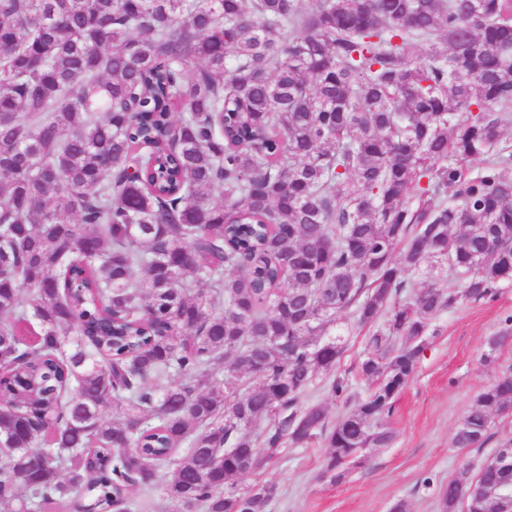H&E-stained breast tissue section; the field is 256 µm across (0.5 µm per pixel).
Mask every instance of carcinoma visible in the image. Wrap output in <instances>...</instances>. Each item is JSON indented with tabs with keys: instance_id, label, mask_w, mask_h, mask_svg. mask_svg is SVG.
Wrapping results in <instances>:
<instances>
[{
	"instance_id": "obj_1",
	"label": "carcinoma",
	"mask_w": 512,
	"mask_h": 512,
	"mask_svg": "<svg viewBox=\"0 0 512 512\" xmlns=\"http://www.w3.org/2000/svg\"><path fill=\"white\" fill-rule=\"evenodd\" d=\"M511 123L512 0H0V512H267L257 442L389 447L430 320L512 283ZM346 313L385 328L329 429ZM511 412L505 373L453 445ZM334 373L320 372L313 385L305 392L303 397V406L307 407L311 404L321 405L326 412L328 426L332 427L336 424L345 413L352 408V406L345 405L341 402H336L328 391L329 380Z\"/></svg>"
}]
</instances>
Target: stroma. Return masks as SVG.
I'll return each mask as SVG.
<instances>
[{
  "label": "stroma",
  "instance_id": "obj_1",
  "mask_svg": "<svg viewBox=\"0 0 512 512\" xmlns=\"http://www.w3.org/2000/svg\"><path fill=\"white\" fill-rule=\"evenodd\" d=\"M512 316V284H502L495 300L466 302L431 322L420 363L398 395L388 420L395 439L387 448H370L368 460L348 468L343 477L325 474L324 440L284 448L263 471L244 475L240 488L275 482L277 497L268 512H390L405 501L409 512H437L440 486L461 473L476 476L499 445L512 438V413L495 418L490 437L479 448H457L452 437L480 393L498 376L512 372V338L484 365L481 354L490 337L501 335ZM346 344L336 367L348 377L354 397L368 384L356 367L372 334L354 326L350 316L333 329Z\"/></svg>",
  "mask_w": 512,
  "mask_h": 512
}]
</instances>
